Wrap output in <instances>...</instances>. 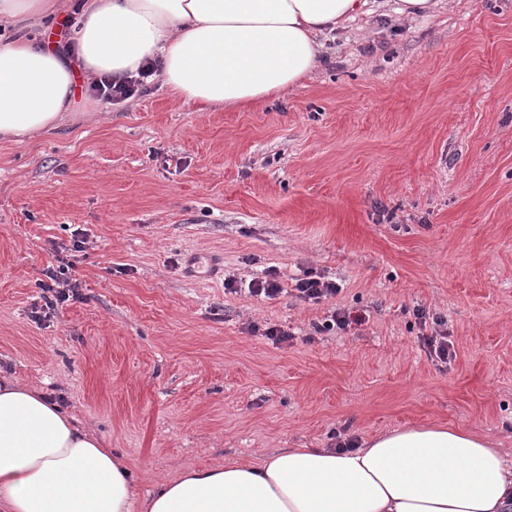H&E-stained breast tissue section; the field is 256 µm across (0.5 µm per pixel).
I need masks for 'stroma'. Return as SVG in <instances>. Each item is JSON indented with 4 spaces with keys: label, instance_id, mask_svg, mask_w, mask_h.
<instances>
[{
    "label": "stroma",
    "instance_id": "1",
    "mask_svg": "<svg viewBox=\"0 0 512 512\" xmlns=\"http://www.w3.org/2000/svg\"><path fill=\"white\" fill-rule=\"evenodd\" d=\"M329 47L275 102L204 110L158 80L0 140V371L104 436L137 498L185 463L433 422L512 459V0L362 15ZM65 264L79 296L44 312ZM272 270L283 293L250 295ZM303 273L340 293L299 300ZM337 308L364 323L320 331ZM420 344L431 358L448 363L456 357L453 343L448 340V332L435 328V333L420 336Z\"/></svg>",
    "mask_w": 512,
    "mask_h": 512
}]
</instances>
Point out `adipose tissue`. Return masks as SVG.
I'll return each mask as SVG.
<instances>
[{"mask_svg":"<svg viewBox=\"0 0 512 512\" xmlns=\"http://www.w3.org/2000/svg\"><path fill=\"white\" fill-rule=\"evenodd\" d=\"M367 0H77L71 54L52 43L57 0H0V139L56 130L79 74L149 61L175 99L238 108L276 99L322 63L321 34ZM133 474L105 437L43 389L0 372V512H133ZM144 512H512V460L484 436L424 425L339 453L277 448L257 463L187 465Z\"/></svg>","mask_w":512,"mask_h":512,"instance_id":"adipose-tissue-1","label":"adipose tissue"}]
</instances>
